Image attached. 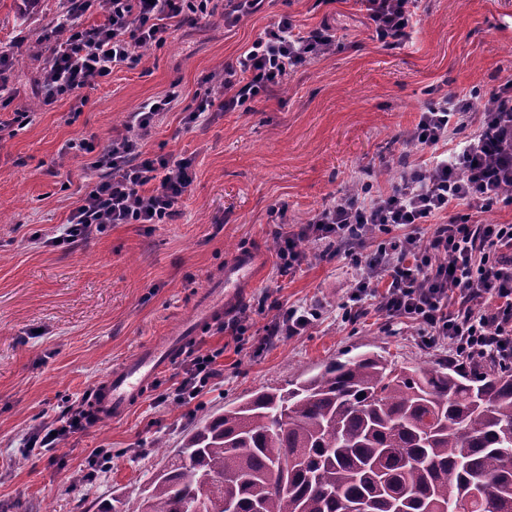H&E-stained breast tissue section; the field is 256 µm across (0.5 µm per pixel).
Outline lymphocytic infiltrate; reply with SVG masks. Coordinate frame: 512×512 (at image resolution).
Masks as SVG:
<instances>
[{
  "instance_id": "f902f5d3",
  "label": "lymphocytic infiltrate",
  "mask_w": 512,
  "mask_h": 512,
  "mask_svg": "<svg viewBox=\"0 0 512 512\" xmlns=\"http://www.w3.org/2000/svg\"><path fill=\"white\" fill-rule=\"evenodd\" d=\"M102 23L85 26L78 18L99 11ZM261 0H76L61 26L64 39L49 49V64L37 82L38 99L48 106L59 98L95 86L116 69L129 65L140 47L166 44L173 25L221 17L236 26ZM374 37L389 46L405 43L419 23V0H360ZM335 27L323 23L305 30L284 14L258 34L235 64L225 66L220 91L198 98L185 118L194 126L213 112H233L259 94L282 86L288 74L335 47ZM181 95L171 87L159 99L144 102L128 114L122 131L105 144L82 141L91 153L97 178L50 242L74 247L115 224H165L177 213L191 182L187 159L147 156L144 145L158 116ZM491 109L474 96L451 95L429 102L409 133L411 144L433 150L432 160L407 163L391 189L366 186L359 195L345 194L326 205L280 242L279 267L294 270L305 254L300 240L314 238L344 247L345 257L362 274L345 303L346 313L378 296V308L389 320L419 327L429 345L447 341L459 356L496 357L512 367V224H475L469 213L453 214L459 204L486 211L512 204V83L500 85ZM463 135L458 151L439 154L450 136ZM447 222L436 223L440 214ZM432 223L427 239L396 235V228ZM376 248L361 254L366 239ZM383 295H376L379 283ZM217 353L196 355L172 393L188 404L217 376ZM82 414L63 405L52 423L29 433L32 448L55 447L75 433Z\"/></svg>"
}]
</instances>
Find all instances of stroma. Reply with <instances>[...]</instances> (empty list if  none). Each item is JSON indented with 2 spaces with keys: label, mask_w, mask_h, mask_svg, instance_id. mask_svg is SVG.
Returning <instances> with one entry per match:
<instances>
[{
  "label": "stroma",
  "mask_w": 512,
  "mask_h": 512,
  "mask_svg": "<svg viewBox=\"0 0 512 512\" xmlns=\"http://www.w3.org/2000/svg\"><path fill=\"white\" fill-rule=\"evenodd\" d=\"M67 6L39 0L24 17L14 0H0V48L17 60L0 92V512H107L116 496L135 512L139 488L202 413L314 374L332 357L374 351L398 367L447 360V343L425 347L415 324L387 320L376 299L358 319H343L361 271L335 247L300 241L306 259L286 274L276 247L281 233L299 230L365 171L386 188L399 156L425 160L407 134L430 99L481 96L512 80V35L501 27L512 19V0H421L419 25L396 48L373 38L359 0H264L230 29L218 17L172 27L164 46L138 50L131 65L80 98L37 108L43 59L32 47ZM283 14L306 29L335 21L336 49L245 111L217 112L185 129L212 76ZM175 84L183 95L158 117L146 151L191 161L177 217L116 224L69 250L32 243L35 232L66 223L96 177L79 141L106 137ZM19 112L26 123H14ZM281 206L284 225L271 216ZM241 251L258 253L267 271L190 346L219 351L210 386L188 406L158 403L183 376L182 354L123 420L93 415L104 379L139 348L186 328L200 295L223 284L226 262ZM290 307L315 308L320 317L302 335H267ZM237 321L244 336L230 329ZM66 396L82 410L83 429L65 449L25 450V435L50 422ZM97 448L111 449V466L90 479L87 459Z\"/></svg>",
  "instance_id": "1"
}]
</instances>
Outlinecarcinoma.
<instances>
[{
	"label": "carcinoma",
	"mask_w": 512,
	"mask_h": 512,
	"mask_svg": "<svg viewBox=\"0 0 512 512\" xmlns=\"http://www.w3.org/2000/svg\"><path fill=\"white\" fill-rule=\"evenodd\" d=\"M141 512H512V368L333 358L187 431Z\"/></svg>",
	"instance_id": "1"
}]
</instances>
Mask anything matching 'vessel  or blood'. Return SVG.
Returning a JSON list of instances; mask_svg holds the SVG:
<instances>
[{"mask_svg":"<svg viewBox=\"0 0 512 512\" xmlns=\"http://www.w3.org/2000/svg\"><path fill=\"white\" fill-rule=\"evenodd\" d=\"M262 274V261L252 252L237 253L224 267L222 289L201 301L194 321L202 323L223 317L239 302L248 288L254 287ZM189 330L142 348L124 366L112 372L99 386L92 405L100 417L120 419L142 390L174 359L190 340Z\"/></svg>","mask_w":512,"mask_h":512,"instance_id":"obj_1","label":"vessel or blood"}]
</instances>
